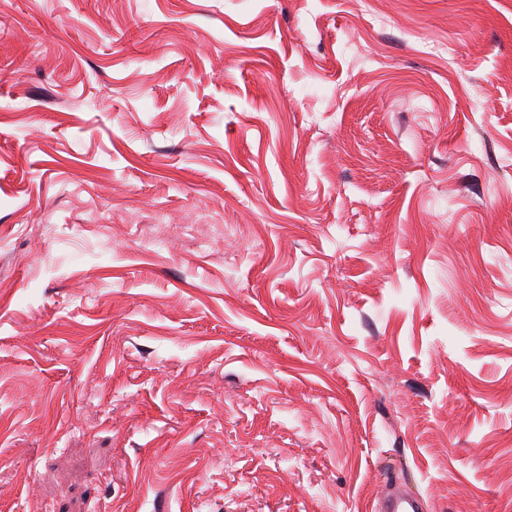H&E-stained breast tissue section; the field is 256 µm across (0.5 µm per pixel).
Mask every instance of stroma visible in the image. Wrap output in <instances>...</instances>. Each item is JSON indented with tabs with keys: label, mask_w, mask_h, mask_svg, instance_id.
Masks as SVG:
<instances>
[{
	"label": "stroma",
	"mask_w": 512,
	"mask_h": 512,
	"mask_svg": "<svg viewBox=\"0 0 512 512\" xmlns=\"http://www.w3.org/2000/svg\"><path fill=\"white\" fill-rule=\"evenodd\" d=\"M392 484L512 512V0H0V512Z\"/></svg>",
	"instance_id": "1"
}]
</instances>
